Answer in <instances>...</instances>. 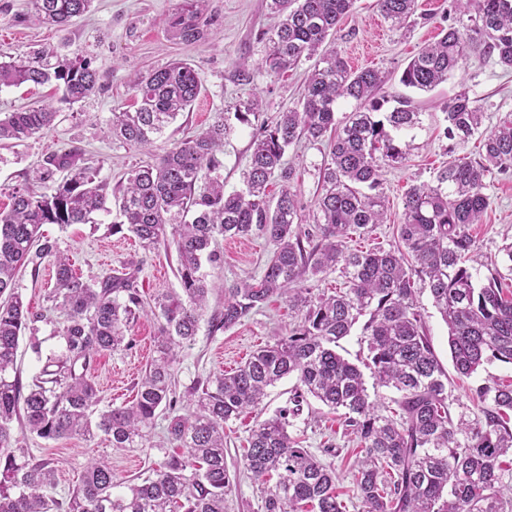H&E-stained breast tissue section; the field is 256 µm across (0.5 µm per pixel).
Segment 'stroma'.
Returning <instances> with one entry per match:
<instances>
[{"instance_id": "stroma-1", "label": "stroma", "mask_w": 512, "mask_h": 512, "mask_svg": "<svg viewBox=\"0 0 512 512\" xmlns=\"http://www.w3.org/2000/svg\"><path fill=\"white\" fill-rule=\"evenodd\" d=\"M181 0H93L88 13L73 18L67 31L61 32L35 24L28 16V0H0V50L17 54L41 47H51L59 55L83 56L100 75V88L86 102L64 108L55 125L23 145L0 148V207H6L8 192L42 159L63 147L77 146L98 160V177L117 184L134 167L153 161L174 143L206 130L218 113L238 101L258 98L263 104V119H273L278 112L295 105L303 96L310 62H302L283 76L268 73L264 32L275 23L266 0H210L209 11L218 21L203 39L184 44L172 38L168 20ZM456 0H416L412 24L391 26L381 15L376 0H355L352 10L336 28L335 45L352 69L366 67L381 71L387 78L385 90L392 95L405 94L399 75L425 44L436 40L441 28L461 26L463 17L455 8ZM181 60L202 78V91L191 110L180 114L149 149L124 145L107 137L103 128L113 109L133 103L132 86L147 72ZM247 61L252 76L238 77L236 64ZM467 93L481 106L483 130H491L504 120H512V74L504 73L495 58L470 54L454 77L433 91L414 93L420 107V122L406 136L409 154L402 165L386 169L383 192L388 202L385 223L372 232L354 237L355 248L368 250L389 247L397 241V226L403 218V199L414 184L432 181L448 160L467 157L478 159L479 136L453 144L443 135L442 107L458 93ZM253 131L238 128L224 147V185L226 191L241 189V173L251 153ZM325 144L301 141L290 146L284 161L294 170L292 185L298 194L301 213L311 217L319 192L318 168ZM489 206L480 223L470 225L480 254L481 277H489L502 267V248L512 242V170L493 173L486 180ZM115 213H98L94 223L74 224L66 228L44 225L43 231L57 239L61 252L68 256L73 271L86 279H95L120 269L128 261L139 262L138 285L145 295L174 292L180 288L177 253L173 244L144 253L127 232H113ZM221 261L204 264L202 271L211 288L208 305L199 323L194 343L179 352L177 366L178 414L188 412L186 391L197 380L236 369L256 349L274 335H287L297 320V313L286 299L271 298L260 311L220 331H212L210 319L224 305V290L248 277H260L272 250L271 244L257 237L224 238L218 241ZM55 285L51 261H44L38 274L22 271L16 286L22 299L34 312H49L50 324L40 327L45 349L56 342L50 337L53 325L61 324L63 313L50 310L46 300ZM417 307L434 352L448 372V390L452 394V413L472 421L482 416L476 388L491 378L512 381V365L493 362L476 375L466 378L453 370L448 348V328L434 308L429 293L417 296ZM159 323L150 315L135 320L127 335V344L94 357L89 373L97 384L103 404L131 403L135 384L154 356ZM297 384L288 377L268 391L258 410L229 421L224 428L225 463L236 480L227 498V512H261L265 487L243 471L241 455L255 425L274 416L289 405ZM14 448L36 459H50L55 467L56 499L68 498L79 484L86 465L106 458L118 480L124 484L140 482L163 460L154 448L124 450L112 447L104 435L90 439L44 440L31 435L20 424H13ZM289 434L300 440L320 460L336 470L337 492L347 512H362L356 497L353 465L361 456L360 443L346 434L338 414L315 399L304 402L291 418Z\"/></svg>"}]
</instances>
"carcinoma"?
Segmentation results:
<instances>
[{"label":"carcinoma","instance_id":"obj_1","mask_svg":"<svg viewBox=\"0 0 512 512\" xmlns=\"http://www.w3.org/2000/svg\"><path fill=\"white\" fill-rule=\"evenodd\" d=\"M92 0H31L30 17L64 30L88 11ZM208 0H185L172 14V35L194 43L215 22L205 15ZM416 0H377L383 17L405 26ZM354 0H269L279 16L267 42V71L279 75L302 59L316 58L298 105L260 124L242 172L243 189H224V141L236 120L259 118L258 100L221 112L205 131L165 150L152 164L130 170L110 187L97 179L92 158L79 148L54 152L37 169L47 191L30 185L12 188L0 209V512H226L233 482L224 464V424L257 408L268 387L291 375L298 386L293 407L251 430L243 467L256 480L277 476L263 498V512H345L336 493V471L290 437L289 418L299 414L308 395L342 412L346 430L364 444L357 462V498L364 512H504L501 494L512 497L504 480L503 458L512 455V383H485L475 394L485 404L483 419L456 420L451 412L448 374L434 354L417 309L416 293L429 291L448 326L455 371L475 374L484 363L512 364V290L495 272L478 280L476 241L469 226L487 209L485 179L512 169V121L482 138L477 161L455 160L432 183L411 186L404 198L398 243L369 250L351 249L346 240L384 223L387 205L382 171L406 160L409 144L396 134L419 120L414 100L385 94V77L376 69H350L331 40ZM472 24L450 27L425 45L399 77L422 92L447 82L471 51L496 56L512 71V0H459ZM100 76L82 56L62 60L45 48L32 54L0 52V89L24 83L55 82L58 98L37 107L0 115V145L15 147L51 128L60 105L73 106L99 89ZM199 73L183 61L155 69L133 85L134 111L113 112L106 123L112 137L134 147L154 144L164 129L196 100ZM341 99L356 108L341 119ZM480 106L465 92L448 100L443 134L464 142L479 131ZM328 138L319 169L321 193L313 227L303 218L292 189L287 148L303 139ZM61 178L54 179L55 175ZM206 179L199 188L200 179ZM278 193L270 194L273 180ZM118 204L115 230H127L150 252L172 241L178 257L180 291L154 296L152 305L136 288L138 269L98 279L76 275L57 242L44 236L45 224H89ZM257 236L273 245L260 279L224 290V306L211 321L215 331L261 310L274 296L288 298L300 320L286 336L256 351L232 372L208 376L188 389L190 415L174 414L175 368L179 350L194 340L210 288L202 261H221L218 238ZM54 258L51 308L66 319L54 337L63 351L49 355L39 376L22 393L11 373L20 337L42 354L37 323L47 316L24 307L16 278L24 267L36 272ZM340 270L344 287L314 299L301 283ZM150 311L160 320L156 357L137 382L131 404L100 407L101 397L88 374L91 359L121 347L130 323ZM367 317L369 359L376 384L395 390L394 416L378 413L361 369L336 352L359 318ZM173 413L168 442L184 449L171 454L160 470L127 491L112 492L115 476L106 459L91 462L68 501L48 496L55 471L48 460L16 454L12 424L45 440L100 432L114 448H152L159 414Z\"/></svg>","mask_w":512,"mask_h":512}]
</instances>
